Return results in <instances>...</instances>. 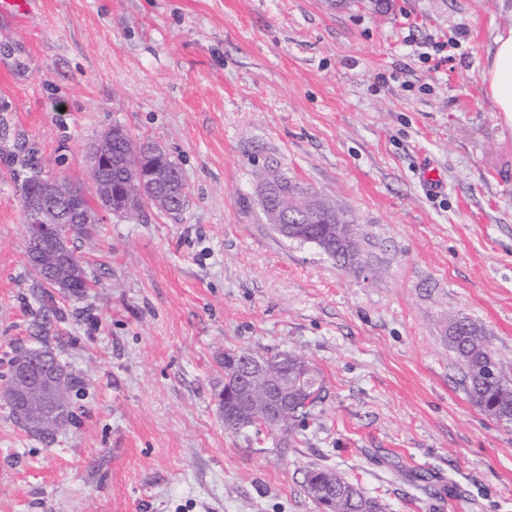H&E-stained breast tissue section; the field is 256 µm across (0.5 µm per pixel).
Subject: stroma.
Returning a JSON list of instances; mask_svg holds the SVG:
<instances>
[{"label": "stroma", "mask_w": 512, "mask_h": 512, "mask_svg": "<svg viewBox=\"0 0 512 512\" xmlns=\"http://www.w3.org/2000/svg\"><path fill=\"white\" fill-rule=\"evenodd\" d=\"M509 30L512 0H32L0 24V385L20 345L79 383L49 442L0 402V512H319L312 467L384 512H512V424L448 344L469 317L512 377V122L482 83ZM115 125L188 203L101 214L76 299L34 275L18 187L94 197L86 150ZM266 168L353 218L369 268L276 234ZM257 348L321 374L293 438L224 427V354Z\"/></svg>", "instance_id": "obj_1"}]
</instances>
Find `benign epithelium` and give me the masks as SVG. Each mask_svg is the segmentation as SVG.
Returning a JSON list of instances; mask_svg holds the SVG:
<instances>
[{"label": "benign epithelium", "instance_id": "1", "mask_svg": "<svg viewBox=\"0 0 512 512\" xmlns=\"http://www.w3.org/2000/svg\"><path fill=\"white\" fill-rule=\"evenodd\" d=\"M122 135V129L106 130L88 149L87 167L98 179L99 199L95 211L85 209L82 191L65 180L41 177L34 182V188L24 197L27 226L25 242L27 253L42 250L46 239L54 236L55 225L71 217L83 224L98 223V216L112 211V205L121 198L132 196L121 192L102 178L103 169L110 163L112 142ZM144 180L152 185H163L172 190L182 182L180 176L168 179L167 170L156 166L149 169ZM320 196L309 189L303 200L294 203L272 201L266 187H260L261 205L267 217L278 227L297 222L298 215L315 209ZM229 372L233 376L234 390L220 388L217 399L234 397L229 407L222 409L224 427L238 430L257 421L270 425L278 424L283 410L288 408L290 390L307 391L318 387L309 371L297 367L298 361L291 353H282L276 360L257 356L247 351H235ZM65 379L59 359L44 350H26L14 360L10 385L0 388V399L13 406L20 415L25 414L34 397H39L43 412L55 417L56 424L63 425V415L58 408L56 389Z\"/></svg>", "mask_w": 512, "mask_h": 512}]
</instances>
